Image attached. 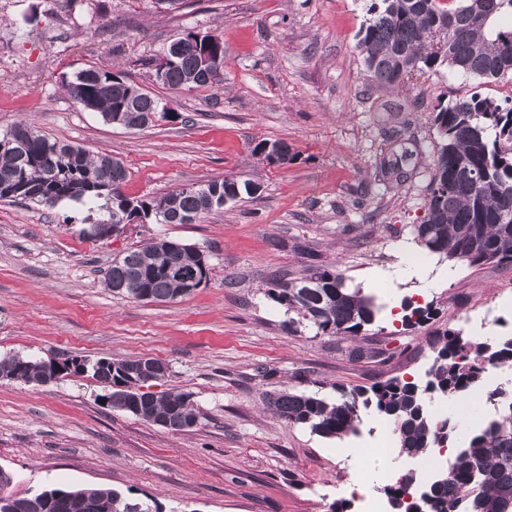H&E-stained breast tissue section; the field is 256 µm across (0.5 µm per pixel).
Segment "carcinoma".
<instances>
[{
  "mask_svg": "<svg viewBox=\"0 0 512 512\" xmlns=\"http://www.w3.org/2000/svg\"><path fill=\"white\" fill-rule=\"evenodd\" d=\"M371 18L360 30L358 47L368 76L380 86L402 88L418 73L443 65L486 79L512 77V0H380L368 9ZM217 35L189 32L177 40L160 83L193 90L223 85L199 68L207 39ZM70 96L104 122L128 129L144 127L151 113L166 106L156 95L112 71L90 66L66 82ZM438 143L430 167L426 214L414 225L415 243L423 250L468 266L512 263V107L489 98H459L430 113ZM16 134L19 144L0 148V200L54 207L64 200L104 211L99 228L126 219L124 205L153 224H196L235 202L253 198V182L215 179L159 196L130 198L121 186L123 163L107 154L52 138L27 122L0 133V142ZM388 151L379 162L382 180H407L414 150L392 130ZM482 177L474 185L472 174ZM203 250L194 244L151 239L112 259L104 284L117 297L170 301L188 295L191 275L207 280ZM267 296L292 314L288 332L299 327L319 336H343L354 342L372 326L381 307L360 288H350L334 263L308 265L302 273L283 272L270 279ZM402 325L420 326L431 319L429 306L402 303ZM426 380L391 377L369 388L335 386L336 398L316 393L282 391L269 399L274 416L309 428L328 439L355 435L360 412L374 409L393 427L399 454L417 458L452 442L455 421L437 416L433 403L484 390L495 415L455 449L447 466L422 482L414 470L383 487L391 512H512V389L487 390L490 367L512 366V334L464 338L446 330L430 343ZM139 358L97 359L92 376L104 384V397L116 411L149 420L170 431L197 425L191 395L169 391L159 395L144 387ZM45 371V361L14 355L0 359V377L32 383ZM12 475L0 469V512H152L149 505L128 501L109 488H52L29 497L6 492Z\"/></svg>",
  "mask_w": 512,
  "mask_h": 512,
  "instance_id": "obj_1",
  "label": "carcinoma"
}]
</instances>
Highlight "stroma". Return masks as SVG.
<instances>
[{
	"mask_svg": "<svg viewBox=\"0 0 512 512\" xmlns=\"http://www.w3.org/2000/svg\"><path fill=\"white\" fill-rule=\"evenodd\" d=\"M371 0H0V132L25 119L58 139L106 153L127 170L122 191L153 197L213 179L260 184L197 224L125 225L90 236L88 212L64 201L38 207L0 200V357L42 360L147 356L170 367L153 393H189L196 427L172 432L108 406L104 387L69 373L45 386L0 378V469L12 494L104 487L159 512H373L378 483L354 471L359 455L385 452L390 475L413 468L391 453L385 419L362 415L358 434L326 439L287 424L265 399L281 389L335 397L334 387L419 376L427 339L512 332V264L470 267L424 252L412 228L425 216L437 135L428 116L476 95L512 101V79L439 67L403 89L368 77L357 46ZM224 42L221 89H171L147 59L185 34ZM90 66L121 73L159 96L170 121L143 129L104 122L65 82ZM409 107L417 146L402 184L377 166L392 103ZM286 142L278 166L253 153ZM151 238L196 244L206 282L172 301L113 296L103 285L115 256ZM337 263L348 285L381 311L363 347L311 329L288 334L289 315L266 295L278 272ZM431 305L433 319L402 327L401 302ZM370 491L353 492L354 481Z\"/></svg>",
	"mask_w": 512,
	"mask_h": 512,
	"instance_id": "stroma-1",
	"label": "stroma"
}]
</instances>
